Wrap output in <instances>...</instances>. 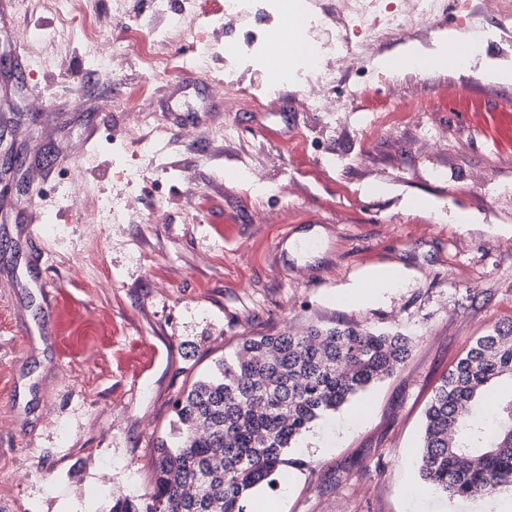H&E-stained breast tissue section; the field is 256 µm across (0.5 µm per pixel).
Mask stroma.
I'll return each mask as SVG.
<instances>
[{
	"instance_id": "35a3bbf8",
	"label": "stroma",
	"mask_w": 512,
	"mask_h": 512,
	"mask_svg": "<svg viewBox=\"0 0 512 512\" xmlns=\"http://www.w3.org/2000/svg\"><path fill=\"white\" fill-rule=\"evenodd\" d=\"M103 34L118 38L141 20L165 27L151 0H89ZM56 29L54 10L33 4L0 23V512H109L113 495L149 487L151 461L183 388L246 336L366 326L402 333L407 360L288 451L287 489L254 490L245 512H512L503 490L450 500L423 488L418 450L425 411L470 344L512 319V138L497 134L490 100L512 106V85L488 83V61L512 64V31L471 68L385 74L377 62L402 40H379L330 90L343 106L326 124L281 82L288 111L224 103L197 127L198 141L170 127L162 158L139 154L115 97L148 83L128 52L107 76L85 65L77 39L24 41L30 18ZM39 79L34 109L28 93ZM485 96L461 111L449 87ZM82 110H73L72 95ZM429 105L444 141L420 145L418 124L373 120L407 102ZM231 122L234 141L208 133ZM139 169L138 181L124 174ZM49 177V198L29 208V170ZM82 184L73 188L71 169ZM255 169V196L235 174ZM437 202L413 211L410 200ZM136 200L125 224H88L96 200ZM479 224H454V210ZM51 214L57 231L28 232ZM321 236L320 251L274 252L283 233ZM401 286L352 298L380 268ZM30 334L32 349L21 353Z\"/></svg>"
}]
</instances>
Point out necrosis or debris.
Instances as JSON below:
<instances>
[{
    "label": "necrosis or debris",
    "instance_id": "obj_1",
    "mask_svg": "<svg viewBox=\"0 0 512 512\" xmlns=\"http://www.w3.org/2000/svg\"><path fill=\"white\" fill-rule=\"evenodd\" d=\"M86 0H52L55 12L68 22L78 24L88 48L87 63L91 71L108 72L125 51L133 50L144 60L151 79L168 78L174 71L170 44L174 32L180 31L187 11L195 0H182L181 10H173L172 0H151L155 13L168 16L169 27L153 32L151 39L141 36L140 27L127 30L123 41L103 34L94 18L85 9ZM285 8L298 28L308 33L306 52L309 67L296 76L301 87L304 111L333 119L339 104L326 91L334 72L349 67L357 52L371 48L375 39L384 37L427 39L440 12L437 0H339L336 27L327 29L326 16L316 11L307 0H286ZM480 14H467L463 22L469 37L460 49L462 62L479 56L491 37L484 26L487 17L496 18L499 31L512 29V0H480ZM249 17L256 29L232 51L235 65L212 86L215 94L232 100L239 98L237 65L260 53L265 44L264 28L272 17L271 0H224V10L212 18L215 29H223L226 19ZM146 88L127 91L117 105L128 116L126 135L142 153L159 155L166 143L168 129L147 105Z\"/></svg>",
    "mask_w": 512,
    "mask_h": 512
}]
</instances>
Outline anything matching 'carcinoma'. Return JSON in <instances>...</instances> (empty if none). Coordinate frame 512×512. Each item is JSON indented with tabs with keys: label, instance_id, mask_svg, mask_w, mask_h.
<instances>
[{
	"label": "carcinoma",
	"instance_id": "cac0c4a2",
	"mask_svg": "<svg viewBox=\"0 0 512 512\" xmlns=\"http://www.w3.org/2000/svg\"><path fill=\"white\" fill-rule=\"evenodd\" d=\"M406 337L366 328L253 336L216 362L176 403L150 489L110 512H243L291 464L288 450L315 422L391 374ZM512 381V321L479 337L435 390L419 448L422 482L449 499L512 488V399L488 414L483 398Z\"/></svg>",
	"mask_w": 512,
	"mask_h": 512
}]
</instances>
